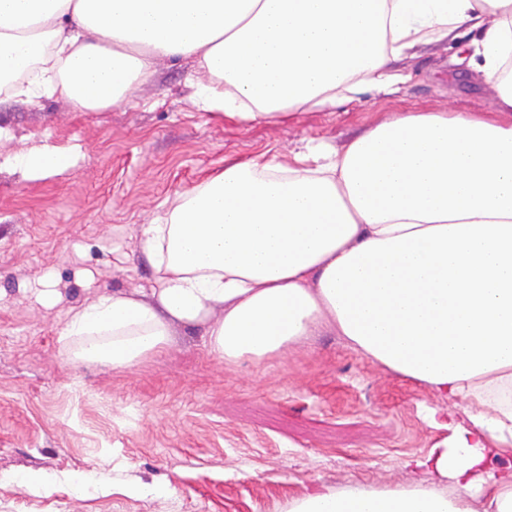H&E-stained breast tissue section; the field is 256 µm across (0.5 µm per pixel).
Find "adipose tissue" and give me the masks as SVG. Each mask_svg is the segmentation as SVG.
<instances>
[{
	"label": "adipose tissue",
	"mask_w": 512,
	"mask_h": 512,
	"mask_svg": "<svg viewBox=\"0 0 512 512\" xmlns=\"http://www.w3.org/2000/svg\"><path fill=\"white\" fill-rule=\"evenodd\" d=\"M475 31L496 111L405 113L333 151L225 166L138 225L149 287L70 308L75 366L124 370L200 329L257 364L324 329L440 397L469 427L422 460L434 480L321 486L287 512H512V0H0V86L78 109L191 61L203 108L275 125L405 83L390 60Z\"/></svg>",
	"instance_id": "1"
}]
</instances>
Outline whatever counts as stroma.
Masks as SVG:
<instances>
[{
	"label": "stroma",
	"instance_id": "1",
	"mask_svg": "<svg viewBox=\"0 0 512 512\" xmlns=\"http://www.w3.org/2000/svg\"><path fill=\"white\" fill-rule=\"evenodd\" d=\"M474 35L393 61L413 78L280 125L241 126L198 106L190 64L166 61L127 98L83 110L0 91V512H286L320 485L391 487L407 461L450 444L466 401L393 374L330 331L260 364L228 365L200 331L129 370L69 365L57 343L68 310L148 285L134 232L224 166L292 160L308 142L344 148L403 112L495 109L494 91L456 68ZM47 146L60 173L15 158ZM100 475L97 492L20 486L42 472Z\"/></svg>",
	"mask_w": 512,
	"mask_h": 512
}]
</instances>
